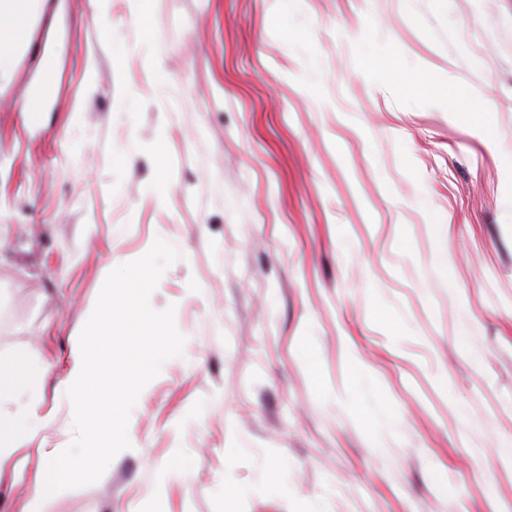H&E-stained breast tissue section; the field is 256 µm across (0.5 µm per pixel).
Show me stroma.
<instances>
[{
	"mask_svg": "<svg viewBox=\"0 0 512 512\" xmlns=\"http://www.w3.org/2000/svg\"><path fill=\"white\" fill-rule=\"evenodd\" d=\"M94 12L0 44V360L53 366L0 399L43 419L0 512L73 441L80 332L158 238L182 354L44 512H512V0Z\"/></svg>",
	"mask_w": 512,
	"mask_h": 512,
	"instance_id": "obj_1",
	"label": "stroma"
}]
</instances>
